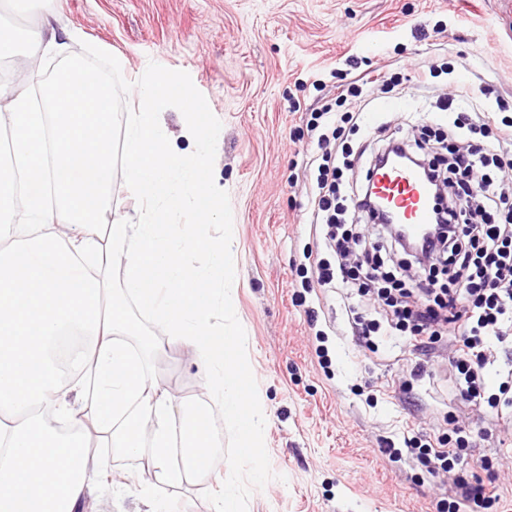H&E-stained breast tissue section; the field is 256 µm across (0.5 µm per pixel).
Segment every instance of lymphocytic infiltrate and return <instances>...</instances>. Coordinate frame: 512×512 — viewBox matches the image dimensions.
Instances as JSON below:
<instances>
[{
    "mask_svg": "<svg viewBox=\"0 0 512 512\" xmlns=\"http://www.w3.org/2000/svg\"><path fill=\"white\" fill-rule=\"evenodd\" d=\"M371 74L342 88L332 107L313 113L310 127L319 152L313 156L315 188L311 198L317 223L326 228L323 258L310 266L311 279L322 288H352L374 293L380 319L354 318L351 334L358 347L375 349L379 337L396 333L423 349L449 335L455 342L451 365L453 388L474 405H487L497 416L512 414V362L489 395L480 373L496 361L495 349L512 337V121L498 122L492 108L465 103L449 95L442 105L453 119L436 141L402 146L426 164L442 195L436 211L444 230L422 255L394 261L402 243L386 229L369 242L352 231L356 224H375L366 202L367 180L345 178L337 163L336 142L344 125L356 124L359 113L344 111L349 100L373 86ZM499 124L501 147L472 141L476 132Z\"/></svg>",
    "mask_w": 512,
    "mask_h": 512,
    "instance_id": "1",
    "label": "lymphocytic infiltrate"
}]
</instances>
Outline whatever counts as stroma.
<instances>
[{"instance_id":"stroma-1","label":"stroma","mask_w":512,"mask_h":512,"mask_svg":"<svg viewBox=\"0 0 512 512\" xmlns=\"http://www.w3.org/2000/svg\"><path fill=\"white\" fill-rule=\"evenodd\" d=\"M1 24L69 36L66 55L44 57L42 72L70 59L107 67L118 118L111 220L136 221L141 207L125 183L120 122L140 85L158 73L178 77L160 120L186 154L193 147L182 136L180 95L207 101L201 137L211 143L219 205L209 233L233 237L236 300L227 323L248 341L249 389L269 416L259 448L244 447L238 424L213 422L237 462L242 512H443L453 485L404 446L415 436L445 439L452 420L471 448L464 477L494 483L489 512H512V422L455 395L451 341L424 353L384 336L377 352L358 349L350 320L364 309L360 297L311 292L298 275L324 236L310 222L312 112L366 70L382 75L371 100L405 98L434 126L450 119L435 101L458 88L474 105L512 106V0H0ZM427 57L437 70L420 69ZM125 309L155 336L151 384L184 405L208 406V371L157 333L137 303ZM389 442L398 457L384 454ZM131 469L152 477L156 496L180 512H212L223 485L219 473L204 483L154 477L144 454L92 477L85 512H138L139 502L116 492Z\"/></svg>"}]
</instances>
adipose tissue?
Returning <instances> with one entry per match:
<instances>
[{"instance_id":"ef3b65f1","label":"adipose tissue","mask_w":512,"mask_h":512,"mask_svg":"<svg viewBox=\"0 0 512 512\" xmlns=\"http://www.w3.org/2000/svg\"><path fill=\"white\" fill-rule=\"evenodd\" d=\"M61 48L56 37L0 26V56L31 61ZM174 83L155 75L126 115V182L150 206L137 223L110 225L112 95L104 78L69 63L43 107L0 84V127L13 138L10 160L0 165V512H84L87 482L108 463L59 445L61 420L79 428L91 419L120 458L149 448L158 475L231 473L213 430L183 419L168 393L150 390L143 358L153 343L128 317V297L208 369L213 411L230 421L248 414L241 430L248 445L261 436L255 403L239 382L248 372L245 352L214 320L233 305L230 258L208 222L172 224L151 206L161 196L176 211L208 193L199 175L210 154L192 98L181 99L183 136L197 144L192 155L171 148L156 112ZM190 249L206 263L187 264ZM116 257L125 273L118 293L105 276ZM72 331L86 338L73 354L83 369L64 385L55 346Z\"/></svg>"}]
</instances>
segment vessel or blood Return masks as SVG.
Instances as JSON below:
<instances>
[{
    "label": "vessel or blood",
    "instance_id": "obj_1",
    "mask_svg": "<svg viewBox=\"0 0 512 512\" xmlns=\"http://www.w3.org/2000/svg\"><path fill=\"white\" fill-rule=\"evenodd\" d=\"M373 182L376 192L411 235H421L425 225L434 223L435 196L413 167L401 163L384 166Z\"/></svg>",
    "mask_w": 512,
    "mask_h": 512
}]
</instances>
